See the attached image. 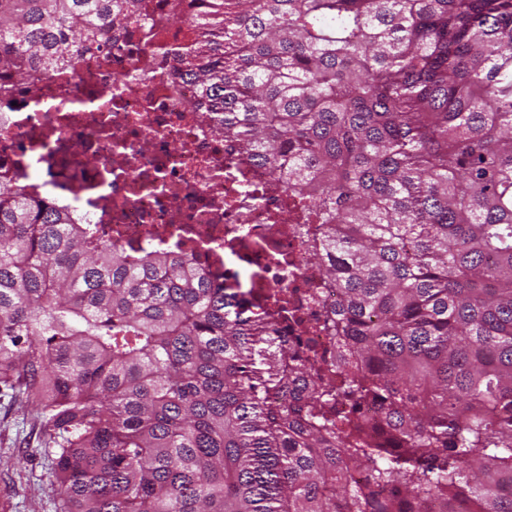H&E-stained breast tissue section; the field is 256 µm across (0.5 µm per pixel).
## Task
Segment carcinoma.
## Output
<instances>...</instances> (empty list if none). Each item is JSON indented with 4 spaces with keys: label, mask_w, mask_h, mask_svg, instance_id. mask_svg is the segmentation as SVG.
<instances>
[{
    "label": "carcinoma",
    "mask_w": 512,
    "mask_h": 512,
    "mask_svg": "<svg viewBox=\"0 0 512 512\" xmlns=\"http://www.w3.org/2000/svg\"><path fill=\"white\" fill-rule=\"evenodd\" d=\"M180 12L191 105L313 208L341 341L0 175V387L40 410L62 512H512V0ZM142 16L0 0V77Z\"/></svg>",
    "instance_id": "cac0c4a2"
}]
</instances>
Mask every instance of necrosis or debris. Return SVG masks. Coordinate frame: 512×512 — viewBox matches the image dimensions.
Instances as JSON below:
<instances>
[{"label":"necrosis or debris","instance_id":"necrosis-or-debris-1","mask_svg":"<svg viewBox=\"0 0 512 512\" xmlns=\"http://www.w3.org/2000/svg\"><path fill=\"white\" fill-rule=\"evenodd\" d=\"M176 2L144 0L141 22L77 51L52 77L36 69L1 83L0 174L104 225L114 243L179 238L182 253L237 290H311L309 315L325 320L336 289L303 226L282 223L287 196L190 105L195 90L175 68L188 43L171 22Z\"/></svg>","mask_w":512,"mask_h":512}]
</instances>
